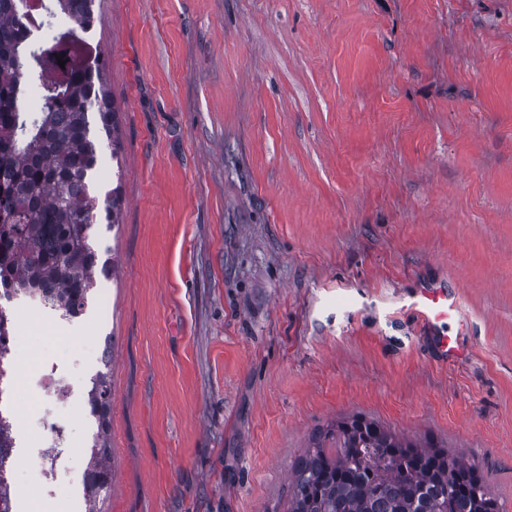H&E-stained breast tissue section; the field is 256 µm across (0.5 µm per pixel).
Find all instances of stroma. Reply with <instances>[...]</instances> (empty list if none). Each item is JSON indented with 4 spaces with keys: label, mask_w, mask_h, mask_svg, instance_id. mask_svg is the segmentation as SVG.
<instances>
[{
    "label": "stroma",
    "mask_w": 512,
    "mask_h": 512,
    "mask_svg": "<svg viewBox=\"0 0 512 512\" xmlns=\"http://www.w3.org/2000/svg\"><path fill=\"white\" fill-rule=\"evenodd\" d=\"M112 270L51 353L110 348L105 512H273L359 413L512 512V0H93ZM463 293L442 364L409 308Z\"/></svg>",
    "instance_id": "1"
}]
</instances>
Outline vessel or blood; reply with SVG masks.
Instances as JSON below:
<instances>
[{
	"mask_svg": "<svg viewBox=\"0 0 512 512\" xmlns=\"http://www.w3.org/2000/svg\"><path fill=\"white\" fill-rule=\"evenodd\" d=\"M411 307L431 334L439 360L445 362L457 358L460 354L459 339L449 335L446 327L450 321L462 316L460 294L448 291L441 284L429 283L412 296Z\"/></svg>",
	"mask_w": 512,
	"mask_h": 512,
	"instance_id": "1",
	"label": "vessel or blood"
}]
</instances>
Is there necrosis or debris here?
I'll use <instances>...</instances> for the list:
<instances>
[{
  "mask_svg": "<svg viewBox=\"0 0 512 512\" xmlns=\"http://www.w3.org/2000/svg\"><path fill=\"white\" fill-rule=\"evenodd\" d=\"M37 315L47 333L65 330L70 322L41 300L12 297L0 327V512H33L37 501L55 497L60 477L72 468L64 447L70 425L62 413L70 399L89 404L90 386L73 387L68 367L59 360L41 356L35 369L21 362L23 338L20 325L28 315ZM35 391L30 405H23L24 391ZM38 463L35 494H28L16 474L29 460Z\"/></svg>",
  "mask_w": 512,
  "mask_h": 512,
  "instance_id": "1",
  "label": "necrosis or debris"
}]
</instances>
